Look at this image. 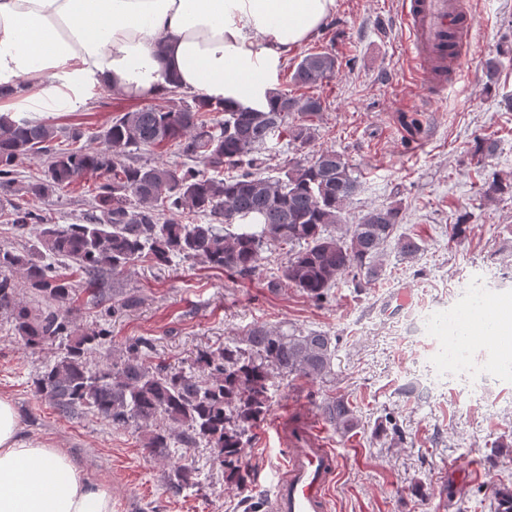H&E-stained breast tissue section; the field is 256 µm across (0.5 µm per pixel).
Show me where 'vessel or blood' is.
Returning <instances> with one entry per match:
<instances>
[{
  "label": "vessel or blood",
  "mask_w": 512,
  "mask_h": 512,
  "mask_svg": "<svg viewBox=\"0 0 512 512\" xmlns=\"http://www.w3.org/2000/svg\"><path fill=\"white\" fill-rule=\"evenodd\" d=\"M467 0H399L407 53L416 80L430 92L446 93L459 81L458 62L469 50L472 24ZM275 431L285 447L268 489L265 512H331L339 460L311 422L297 433Z\"/></svg>",
  "instance_id": "vessel-or-blood-1"
}]
</instances>
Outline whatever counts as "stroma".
<instances>
[{"label": "stroma", "instance_id": "stroma-1", "mask_svg": "<svg viewBox=\"0 0 512 512\" xmlns=\"http://www.w3.org/2000/svg\"><path fill=\"white\" fill-rule=\"evenodd\" d=\"M469 5L474 29L461 62L465 78L443 97H430L410 77L395 0H336L325 25L288 50L275 77L276 88H289L303 55L335 50V76L315 89L324 110L314 120L310 149L342 152L358 173L348 223L367 208L401 202L403 231L424 242L415 260H401L388 246L377 282L357 289L342 279L321 304L284 282L282 246H269L249 277L183 258L161 270L139 261L109 278L114 298L133 292L140 299L115 316L86 291L82 276L74 278L78 325L107 332L89 356L94 366L140 337L152 343L148 362L174 366L254 326L339 337L334 379L291 377L273 387L270 410L246 450L248 487L228 486L206 445H179L172 461L191 464L198 483L170 492L172 461L148 454L138 425L115 427L85 410L63 414L36 393L34 379L62 354V345L25 347L0 322V393L14 402L24 435L63 449L89 478L108 486L113 512H262L282 454L273 426L307 416L339 457L333 512H497L496 489L512 488V375L481 388L458 379L433 389L432 375L421 369L404 334L411 312L443 301L452 289L487 288L486 312L512 318V197L479 192L492 177L512 178V110L504 105L512 95V0ZM491 61L498 64L492 76ZM141 106L103 90L75 109L29 118L95 132ZM478 138L496 145L481 162L471 156ZM94 183L86 177L39 208L52 222L77 223ZM463 219L466 237L449 241L453 224ZM468 342L487 370L512 362V326L488 337L473 324ZM338 396L357 408L364 430L343 436L325 421L322 404Z\"/></svg>", "mask_w": 512, "mask_h": 512}]
</instances>
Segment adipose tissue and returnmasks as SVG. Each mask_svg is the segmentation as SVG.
Returning a JSON list of instances; mask_svg holds the SVG:
<instances>
[{"label":"adipose tissue","mask_w":512,"mask_h":512,"mask_svg":"<svg viewBox=\"0 0 512 512\" xmlns=\"http://www.w3.org/2000/svg\"><path fill=\"white\" fill-rule=\"evenodd\" d=\"M336 0H0V85L31 112L109 89L152 99L175 77L204 97L266 102L288 49ZM0 512H112V493L65 451L28 439L0 395Z\"/></svg>","instance_id":"adipose-tissue-1"}]
</instances>
